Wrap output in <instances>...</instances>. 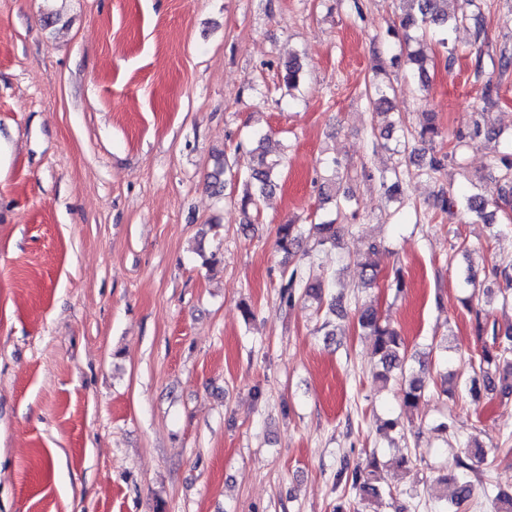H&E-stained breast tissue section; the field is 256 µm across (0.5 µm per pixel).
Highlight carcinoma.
I'll return each instance as SVG.
<instances>
[{"instance_id": "obj_1", "label": "carcinoma", "mask_w": 512, "mask_h": 512, "mask_svg": "<svg viewBox=\"0 0 512 512\" xmlns=\"http://www.w3.org/2000/svg\"><path fill=\"white\" fill-rule=\"evenodd\" d=\"M400 13L397 16L398 27L394 33H402L404 47L397 59L402 61L406 69L417 75L420 82H425L427 70L425 67V49L429 45L430 35L438 32L445 34L448 28L456 24L457 19L448 17V0H398ZM415 43L417 48L410 47ZM302 78V66L298 60L292 59L285 64L282 81L288 89L292 90L299 85ZM267 135L255 132L251 136L252 148L249 150V161L246 175V191L240 200L241 211L245 226L253 224V215L250 209L257 205L265 194L271 192L276 186V177L281 175V162L268 157L265 149ZM448 153H434L430 155L421 174L433 178L445 169ZM492 202L488 195L480 192L461 193L453 192L441 196L440 208L444 212H452L457 204L482 219L487 220V210ZM341 227L336 221L329 220L319 224H312L304 228L302 224H280L277 228L276 246L283 251L288 260L295 261V265L288 270V276L281 283V298L292 307L301 299H312L323 303L325 297H330L328 312L336 313L343 308L344 297L330 295L334 278H323L303 268L301 262L311 258L308 251L299 252L305 236L315 238L316 244L336 245ZM380 244L372 242L368 246L367 254L357 258V264L362 269L365 284L374 286L378 281V272L370 261V255L375 253ZM358 324L361 328L369 330L375 337V353L379 355L381 371L376 378L383 384L399 385V394L404 405L408 408L419 404L427 386L426 377L419 372L407 368L409 356L407 345L399 331L382 321L379 312L367 307L359 311ZM478 370L481 376L482 387L472 383L475 393L512 395V329L499 333L491 328V345L483 348L478 361ZM485 460V449L474 445L462 455L452 457V475H443L437 482L443 485L453 483L455 490L450 505L440 512H459V509L474 495L475 485L473 475L477 467ZM345 482L355 491L363 501L380 498L387 493L384 486V476L379 462L372 457L364 463L357 462L353 466H345L336 475V482Z\"/></svg>"}]
</instances>
